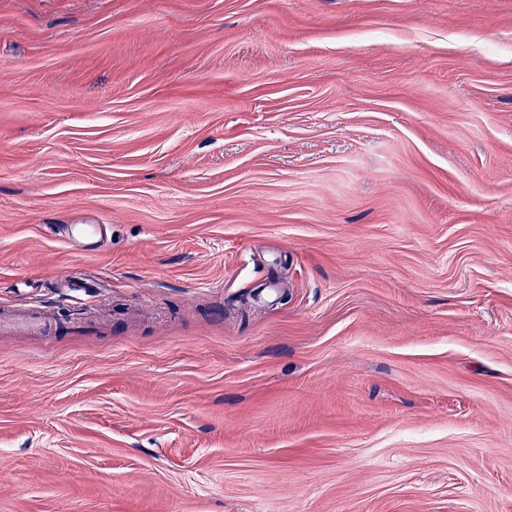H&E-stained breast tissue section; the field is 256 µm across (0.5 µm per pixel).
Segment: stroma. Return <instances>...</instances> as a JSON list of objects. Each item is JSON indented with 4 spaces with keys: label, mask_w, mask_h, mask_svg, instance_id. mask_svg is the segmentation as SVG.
<instances>
[{
    "label": "stroma",
    "mask_w": 512,
    "mask_h": 512,
    "mask_svg": "<svg viewBox=\"0 0 512 512\" xmlns=\"http://www.w3.org/2000/svg\"><path fill=\"white\" fill-rule=\"evenodd\" d=\"M26 307L0 512H512V0H0ZM27 330L50 336L56 331L54 324L40 310L32 308L7 318L0 319V335H12L15 331Z\"/></svg>",
    "instance_id": "1"
}]
</instances>
